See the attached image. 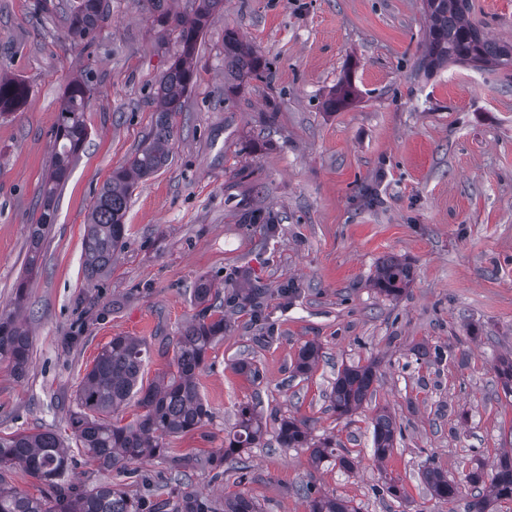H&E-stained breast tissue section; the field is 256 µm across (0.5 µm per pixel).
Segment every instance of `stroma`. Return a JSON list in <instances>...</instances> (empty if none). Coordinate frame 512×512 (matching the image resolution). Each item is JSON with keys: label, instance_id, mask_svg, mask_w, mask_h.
Returning <instances> with one entry per match:
<instances>
[{"label": "stroma", "instance_id": "1", "mask_svg": "<svg viewBox=\"0 0 512 512\" xmlns=\"http://www.w3.org/2000/svg\"><path fill=\"white\" fill-rule=\"evenodd\" d=\"M57 3L0 0V74L30 88L20 111L0 117V308L24 272L65 84L80 77L95 87L84 115L90 137L55 201L20 312L28 373L0 363V436L66 433L74 394L114 336L147 343L140 379L155 383L197 311L193 290L204 277L222 296L263 290L257 307H224V336L197 377L210 419L167 437V457L120 473L71 451L74 481L114 482L149 501L244 492L262 512H309L313 496L344 499L356 512H466L469 492L432 499L422 473L434 468L462 484L475 463L492 469L512 448V396L495 374L512 354V64L419 71L421 0H224L172 117L169 160L133 192L111 273L90 281L88 212L150 135L177 44L159 35L144 0H111L96 38L74 42ZM469 18L512 42V0H471ZM228 29L270 68L230 99ZM344 80L357 100L325 111ZM252 211L273 225L250 223ZM392 256L414 272L395 298L373 285ZM312 341L321 356L299 373L298 351ZM372 360V399L338 417L330 392L339 369ZM245 361L258 377L239 370ZM244 405L257 408L264 434L243 450L240 470L213 456ZM383 409L400 432L381 462L372 420ZM287 417L306 420L313 439L332 438L352 469L315 467L307 449L280 447L276 429ZM389 480L402 499L384 493Z\"/></svg>", "mask_w": 512, "mask_h": 512}]
</instances>
